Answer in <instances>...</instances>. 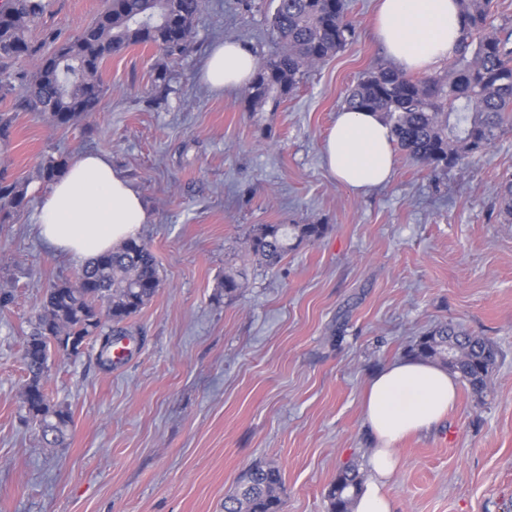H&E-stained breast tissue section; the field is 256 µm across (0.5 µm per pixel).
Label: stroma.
<instances>
[{"label":"stroma","mask_w":512,"mask_h":512,"mask_svg":"<svg viewBox=\"0 0 512 512\" xmlns=\"http://www.w3.org/2000/svg\"><path fill=\"white\" fill-rule=\"evenodd\" d=\"M102 0H48L31 32L70 34ZM376 0H347L356 37L309 71L277 112L255 120L245 90L197 79L209 46L234 39L269 55L270 0H206L194 50L151 46L108 60L101 110L61 130L17 112L0 171L28 181V204L0 223V512H224L239 476H283L282 512H328L348 464L366 469L370 378L453 321L500 350L483 399L460 388L446 418L396 445L393 512H512V224L496 189L512 174V131L465 168L431 172L397 150L385 186L357 194L328 172L323 144L347 89L385 61ZM165 81H157L160 68ZM108 155L142 194L141 240L162 286L132 320L135 352L104 368L98 347L52 358L48 391L73 423L44 446L21 410L25 337L45 289L81 266L36 234L48 154ZM322 224L324 235L272 271L244 241L260 224ZM240 271L244 288L218 283Z\"/></svg>","instance_id":"stroma-1"}]
</instances>
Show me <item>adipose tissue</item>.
Masks as SVG:
<instances>
[{
	"instance_id": "1",
	"label": "adipose tissue",
	"mask_w": 512,
	"mask_h": 512,
	"mask_svg": "<svg viewBox=\"0 0 512 512\" xmlns=\"http://www.w3.org/2000/svg\"><path fill=\"white\" fill-rule=\"evenodd\" d=\"M462 23L455 0H379L376 34L397 67L428 72L454 55ZM257 65L251 51L227 41L212 48L200 76L223 93L250 84ZM393 146L390 128L379 114L345 110L337 113L325 140L324 160L340 184L364 193L389 179ZM150 221L139 191L111 158L99 153L69 162L66 173L42 195L36 215L43 241L80 263L138 238ZM456 389L454 375L415 358L396 361L372 377L365 411L377 446L369 458L372 477L354 512H392L383 488L397 465L395 444L440 423Z\"/></svg>"
}]
</instances>
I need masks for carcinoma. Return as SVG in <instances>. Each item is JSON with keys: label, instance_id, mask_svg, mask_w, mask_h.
I'll list each match as a JSON object with an SVG mask.
<instances>
[{"label": "carcinoma", "instance_id": "1", "mask_svg": "<svg viewBox=\"0 0 512 512\" xmlns=\"http://www.w3.org/2000/svg\"><path fill=\"white\" fill-rule=\"evenodd\" d=\"M464 28L457 51L442 75L413 78L381 62L351 86L345 105L376 112L391 128L394 142L410 159L433 170L469 165L512 130V30L493 28L491 0H458ZM269 36L276 50L258 62L248 88V111L276 110L303 76L352 41L356 29L345 0H272ZM106 0L95 20L67 36L49 33L47 51L28 33L39 23L45 0H7L0 6V101L39 112L59 129H69L97 111L108 88L101 77L105 60L135 45H151L176 60L194 49V22L204 0ZM32 59L35 71L13 65ZM68 159L49 156L34 179L49 186L62 176ZM503 222L512 223V175L497 187ZM27 184L0 176V213L26 206ZM323 224H259L246 238L249 253L268 269L277 268L305 241L323 236ZM161 285L158 264L143 241L130 240L91 258L72 281L54 283L43 295L23 351L28 373L21 391L25 420L47 444H60L71 425L70 411L51 402L46 384L51 349L73 344L74 353L92 342L98 362L112 365L115 340ZM415 356L448 368L476 397L488 388L499 352L495 344L471 336L460 325L441 323L419 338ZM364 474L342 471L328 492L330 512H351ZM279 467L257 464L242 473L237 490L225 497L224 512H281Z\"/></svg>", "mask_w": 512, "mask_h": 512}]
</instances>
